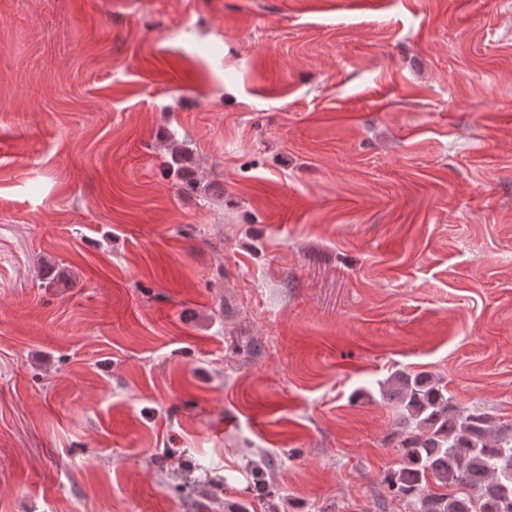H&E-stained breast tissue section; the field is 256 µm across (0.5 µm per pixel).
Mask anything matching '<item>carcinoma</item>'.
I'll list each match as a JSON object with an SVG mask.
<instances>
[{"mask_svg": "<svg viewBox=\"0 0 512 512\" xmlns=\"http://www.w3.org/2000/svg\"><path fill=\"white\" fill-rule=\"evenodd\" d=\"M377 385L400 425L384 477L392 498L408 512H512V422L459 404L429 372L397 370Z\"/></svg>", "mask_w": 512, "mask_h": 512, "instance_id": "carcinoma-1", "label": "carcinoma"}]
</instances>
